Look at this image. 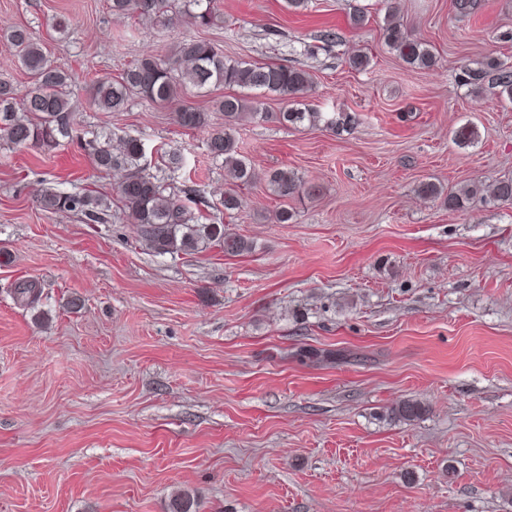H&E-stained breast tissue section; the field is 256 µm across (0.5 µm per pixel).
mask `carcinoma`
Instances as JSON below:
<instances>
[{
    "label": "carcinoma",
    "instance_id": "cac0c4a2",
    "mask_svg": "<svg viewBox=\"0 0 512 512\" xmlns=\"http://www.w3.org/2000/svg\"><path fill=\"white\" fill-rule=\"evenodd\" d=\"M214 0H110L112 14H134L140 18H162L170 24L187 21L197 27H209L219 14ZM387 45L406 64L417 69L436 65L434 53L421 39L408 32L388 11L382 26ZM14 49V55L31 79L20 90L8 82H0V139L15 147H38L52 150L63 140L78 141L95 170L109 176L120 174L117 193L123 215L136 226L138 235L159 254H193L212 245L228 255H241L253 248V243L239 235L224 231V224L212 222L197 208L200 204L195 190L176 185L175 175L187 168L186 158L178 151L160 149L161 165L157 175L142 165L144 144L136 137L119 138L112 144V134H97L90 139L77 138L79 120L70 99L69 87L73 74L54 66L42 43L34 40L27 30L17 28L3 34ZM468 82L478 83L492 78L499 96L512 102V65L489 60L483 67L466 72ZM239 87L271 93L283 100H293L297 107L281 112H266L260 100L246 101L236 95H226L216 101L217 110L224 114V125L214 126L205 112L183 106L176 112V122L183 128L207 134V148L214 160L222 161L224 181L229 185L220 199L224 211L240 208L233 186L252 181L250 163L238 152L234 127L246 119H261L279 124L315 125L323 120L320 112L300 108V100L311 91L310 74L294 67L256 64L224 57L214 44L195 38L179 41L165 56H143L128 66L116 80L101 79L92 88L91 103L105 112H123L129 101L140 99L165 104L177 99L188 87L208 90L212 87ZM479 137L478 129L469 124L459 126L453 139L460 146L470 145ZM270 190L281 198L307 197L319 189L304 182L286 168L274 169L267 175ZM420 192L425 197L444 196V204L452 211H463L475 199L512 203V178L495 181L484 189L468 186L442 194L434 183H424ZM41 207L54 211L82 212L90 223L108 220L110 202L90 192L67 193L47 189L39 199ZM14 293L20 301L34 303L40 289L33 281L18 284ZM427 412L416 399H404L390 409V418L413 422ZM195 496L180 491L173 495L169 512H197Z\"/></svg>",
    "mask_w": 512,
    "mask_h": 512
}]
</instances>
